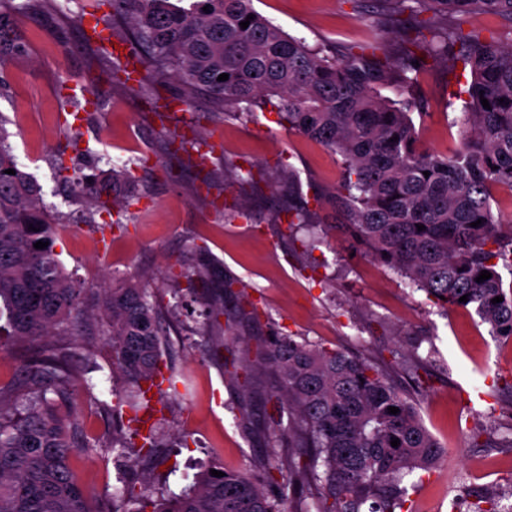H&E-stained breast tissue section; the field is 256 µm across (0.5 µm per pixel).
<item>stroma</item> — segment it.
<instances>
[{
  "instance_id": "obj_1",
  "label": "stroma",
  "mask_w": 512,
  "mask_h": 512,
  "mask_svg": "<svg viewBox=\"0 0 512 512\" xmlns=\"http://www.w3.org/2000/svg\"><path fill=\"white\" fill-rule=\"evenodd\" d=\"M57 2L55 23L31 11L16 19L27 55L0 70V113L9 119V141L19 166L41 186L46 207L67 218L54 250L65 274L84 288L88 309H95L104 286L149 283L172 327L173 362L192 382L186 400L155 392L151 411L111 417L101 406L113 403L122 381L112 375L110 349L96 345L75 400L87 437L100 448L78 461V482L103 498L124 478L177 494L199 468L215 463L251 471L263 485L271 477L257 465L266 448L241 406L247 402L260 411L274 377L267 369L251 384L233 381L222 358L210 352L204 304L185 276L198 248L233 282L220 322L227 348L241 361L255 362L260 347L290 335L388 363L394 384L416 400L425 427L460 470L453 481L444 464L424 474L412 494L415 512H448L452 501L466 512L479 493L512 505V393L503 384L512 376V339L489 336L472 312L428 302L340 231L314 245L305 231L273 222L283 163L294 168L305 192L321 193L322 213L335 218L339 156L289 130L275 112L226 119L203 94L192 105L179 104L173 84L161 90L170 106L167 120L158 122L152 99L115 86L111 63L96 58L86 42L85 30L102 25L101 16L86 14L84 0ZM254 7L286 33L333 54L374 40L393 52L404 37L380 25L376 0H254ZM451 79L441 64L420 75L427 114L416 122L420 145L448 154L459 147L458 130L450 125L459 110ZM74 84L88 91V99L69 97ZM228 164L252 173L255 189L204 183L206 173L223 172ZM121 165L132 167L140 193L124 227L83 223L84 209L64 175L103 177ZM396 350L428 353L432 361L416 377L407 364H393ZM153 425L167 445L166 468L131 471L104 452L113 428L138 446ZM474 430L486 447H470Z\"/></svg>"
}]
</instances>
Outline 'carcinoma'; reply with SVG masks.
<instances>
[{
  "label": "carcinoma",
  "mask_w": 512,
  "mask_h": 512,
  "mask_svg": "<svg viewBox=\"0 0 512 512\" xmlns=\"http://www.w3.org/2000/svg\"><path fill=\"white\" fill-rule=\"evenodd\" d=\"M49 2L0 0L1 66L27 53L16 15L38 8L50 20ZM91 2L110 8L112 29L130 26L124 41L143 78L176 81L186 104L204 91L226 118L270 106L291 129L339 154L344 177L336 198L346 223L338 228L429 300L472 309L490 335L512 337V281L504 280L512 276V225L492 212V191L512 190V46L466 32L460 22L439 27L450 15L462 19L475 10L512 24V0H383L393 23L407 11L432 13L395 60L380 46L336 57L311 48L260 15L253 0H194L188 9L170 0ZM249 15L250 24L241 28ZM431 60L470 72L453 119L460 148L449 155L420 148L415 136L413 114L424 109L417 79ZM223 73L228 79L218 80ZM4 123L0 116V317L6 316L0 335L35 347L10 389L14 411L7 414L0 405V512H413L410 479L447 454L413 400L380 364L289 336L275 339L261 357L278 380L266 393L272 413L265 414V443L286 449L278 456L281 481L265 487L246 471L215 477L207 469L175 496L126 480L92 506L74 476V461L96 449L84 439L74 402L88 355L59 348L50 337L111 346L126 394L111 407L102 405L105 411L126 406L137 413L148 407L150 389L165 382L178 396L179 372L162 362L169 331L148 286L124 282L108 289L98 304L100 320L91 321L84 289L68 280L54 253L64 217L41 204L40 186L18 167L4 139ZM88 178L77 177L71 187L89 199L84 223L94 224L119 201L102 199ZM313 201L318 197L304 195L288 173V224H322ZM479 219V226H470ZM38 241L48 246L37 249ZM483 270L491 278L476 281ZM192 275L209 291L208 318L217 316L231 280L204 255ZM464 295L468 301H459ZM497 296L503 301L492 302ZM391 407L399 412L389 413ZM394 439L400 445L391 446ZM142 440L131 450L114 429L109 448L131 468L161 462L155 432Z\"/></svg>",
  "instance_id": "obj_1"
}]
</instances>
